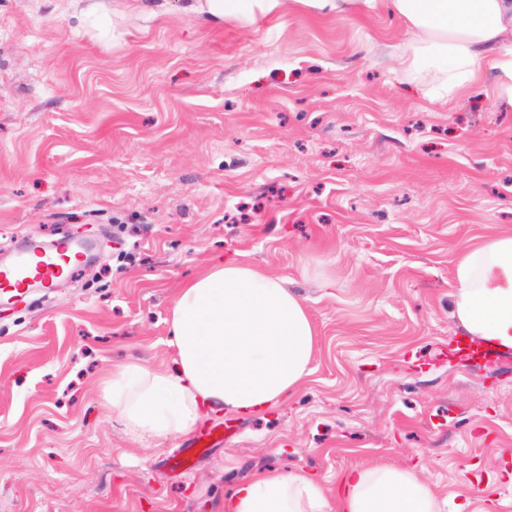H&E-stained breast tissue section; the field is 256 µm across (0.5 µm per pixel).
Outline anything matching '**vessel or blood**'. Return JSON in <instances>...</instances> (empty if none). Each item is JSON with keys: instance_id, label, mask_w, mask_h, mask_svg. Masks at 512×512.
Instances as JSON below:
<instances>
[{"instance_id": "1", "label": "vessel or blood", "mask_w": 512, "mask_h": 512, "mask_svg": "<svg viewBox=\"0 0 512 512\" xmlns=\"http://www.w3.org/2000/svg\"><path fill=\"white\" fill-rule=\"evenodd\" d=\"M77 257L74 244L66 238L54 241L50 251L21 254L12 264L0 267V295L7 298L15 297L23 292L28 281L32 279L39 281L42 287H53L57 279L74 271ZM452 349L455 353L475 361L492 363L501 358L500 352L493 348L460 339L455 340ZM230 437L229 428H211L194 438L173 457V468L189 471L197 457L222 446Z\"/></svg>"}]
</instances>
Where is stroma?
Masks as SVG:
<instances>
[{
    "mask_svg": "<svg viewBox=\"0 0 512 512\" xmlns=\"http://www.w3.org/2000/svg\"><path fill=\"white\" fill-rule=\"evenodd\" d=\"M119 44L71 0H0V258L94 244L53 288L0 301V512H224L261 470L334 482L414 468L444 512H512V358L447 355L459 245L512 229V101L484 69L432 103L392 70L401 21L287 11L208 25L140 0ZM247 254L304 302L312 372L173 472L129 435L112 365L173 366L180 288Z\"/></svg>",
    "mask_w": 512,
    "mask_h": 512,
    "instance_id": "1",
    "label": "stroma"
}]
</instances>
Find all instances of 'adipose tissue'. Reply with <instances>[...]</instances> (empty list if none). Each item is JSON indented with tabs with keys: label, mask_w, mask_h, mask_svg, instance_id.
<instances>
[{
	"label": "adipose tissue",
	"mask_w": 512,
	"mask_h": 512,
	"mask_svg": "<svg viewBox=\"0 0 512 512\" xmlns=\"http://www.w3.org/2000/svg\"><path fill=\"white\" fill-rule=\"evenodd\" d=\"M322 17L388 10L410 39L400 71L424 81L433 101L497 71L512 93V0H185L184 13L213 22H253L284 9ZM112 0L78 12L92 40L111 44ZM452 319L484 345L512 350V232L457 249L449 294ZM175 367L159 372L131 360L101 384L105 403L145 442L191 434L209 413L261 414L311 374L316 330L301 299L281 278L246 257L217 260L180 288L168 320ZM226 512H441V503L404 466L370 464L336 478V494L306 474L261 473L224 503Z\"/></svg>",
	"instance_id": "obj_1"
}]
</instances>
